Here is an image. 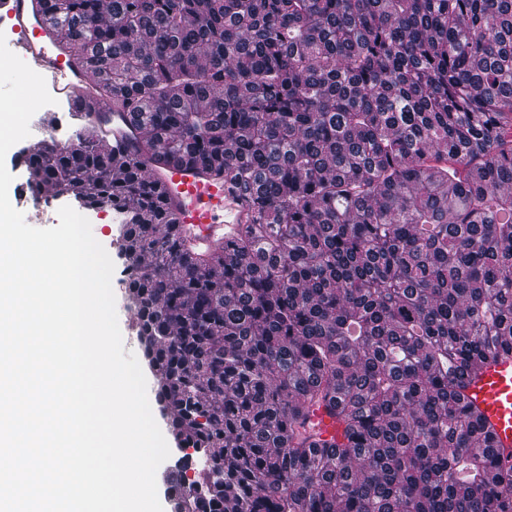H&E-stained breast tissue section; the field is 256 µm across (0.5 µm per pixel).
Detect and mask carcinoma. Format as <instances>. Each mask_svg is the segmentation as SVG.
Returning a JSON list of instances; mask_svg holds the SVG:
<instances>
[{
	"instance_id": "1",
	"label": "carcinoma",
	"mask_w": 512,
	"mask_h": 512,
	"mask_svg": "<svg viewBox=\"0 0 512 512\" xmlns=\"http://www.w3.org/2000/svg\"><path fill=\"white\" fill-rule=\"evenodd\" d=\"M46 2L145 133L33 142L26 177L122 215L144 364L195 449L174 508L512 512L463 393L512 352V0ZM145 154L224 174V253L185 247Z\"/></svg>"
}]
</instances>
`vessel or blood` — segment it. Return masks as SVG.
I'll return each instance as SVG.
<instances>
[{"mask_svg": "<svg viewBox=\"0 0 512 512\" xmlns=\"http://www.w3.org/2000/svg\"><path fill=\"white\" fill-rule=\"evenodd\" d=\"M0 14L12 22L10 49L38 69L54 92L80 112L84 131L128 152L143 141L131 131L125 111L98 95V86L76 61L64 36L45 18L43 0H0ZM153 180L164 185L170 207L183 229L185 244L201 255L220 249L238 224L242 207L223 177L189 166L147 163ZM479 409L499 448L512 447V353L500 354L475 371L464 390Z\"/></svg>", "mask_w": 512, "mask_h": 512, "instance_id": "1", "label": "vessel or blood"}]
</instances>
